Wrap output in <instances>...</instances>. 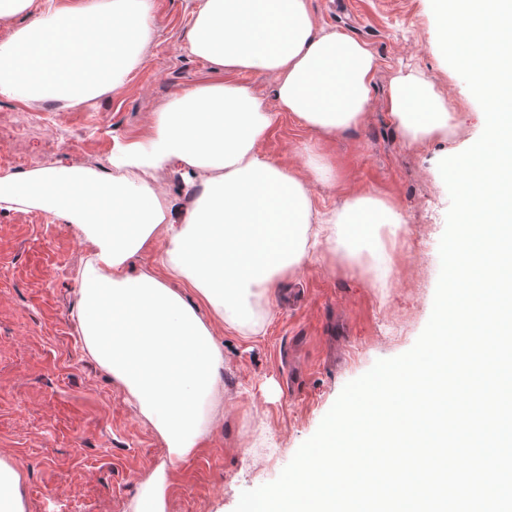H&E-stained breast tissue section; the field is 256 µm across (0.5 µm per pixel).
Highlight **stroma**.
<instances>
[{"label":"stroma","instance_id":"stroma-1","mask_svg":"<svg viewBox=\"0 0 512 512\" xmlns=\"http://www.w3.org/2000/svg\"><path fill=\"white\" fill-rule=\"evenodd\" d=\"M310 0L319 28L365 43L378 57L363 121L326 136L281 113L258 144L302 176L318 211H341L357 194L390 198L401 215L378 236L338 227L259 306V334L215 324L223 385L210 405L199 452L174 460L111 372L84 351L72 279L88 244L50 212L0 210V459L24 476L25 512H133L142 482L170 474L167 512H234L241 491L275 480L311 437L343 386L376 360L408 351L431 315L438 245L450 206L438 163L471 146L482 109L444 60L431 0H348L329 11ZM157 29L126 83L92 104L0 98V175L25 154L107 165L115 142L145 138L154 112L184 88L219 79L186 49L184 0H154ZM416 70L456 114L447 138L408 142L384 107L393 77ZM330 166L316 180L314 166ZM393 258L379 265L380 253Z\"/></svg>","mask_w":512,"mask_h":512}]
</instances>
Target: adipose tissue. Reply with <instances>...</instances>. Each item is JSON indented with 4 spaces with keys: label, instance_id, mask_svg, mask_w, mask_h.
<instances>
[{
    "label": "adipose tissue",
    "instance_id": "obj_1",
    "mask_svg": "<svg viewBox=\"0 0 512 512\" xmlns=\"http://www.w3.org/2000/svg\"><path fill=\"white\" fill-rule=\"evenodd\" d=\"M188 52L228 73L274 79V106L231 80L183 89L152 116L151 132L96 170L51 164L0 176V209L52 212L91 250L73 279L76 328L86 353L119 381L169 454L195 456L210 427L206 406L222 381L212 324L258 333L252 303L306 256L316 216L305 179L260 155L278 113L331 135L361 123L377 56L362 42L319 29L309 0H187ZM157 26L150 0H0V98L50 96L69 109L114 90L140 66ZM386 111L409 142L448 135L452 119L434 83L395 77ZM179 163L200 187L178 209L151 184ZM332 224H396L387 198L351 199ZM165 275L131 262L157 241ZM186 281L197 303L171 288ZM207 306L211 320L199 315Z\"/></svg>",
    "mask_w": 512,
    "mask_h": 512
}]
</instances>
